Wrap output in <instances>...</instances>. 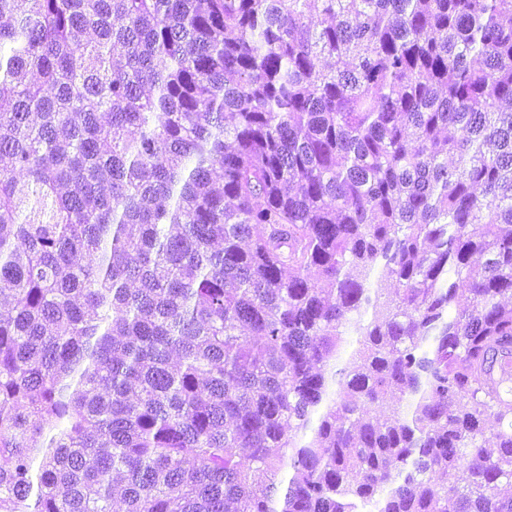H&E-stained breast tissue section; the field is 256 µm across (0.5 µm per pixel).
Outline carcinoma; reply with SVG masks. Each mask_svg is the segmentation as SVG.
I'll use <instances>...</instances> for the list:
<instances>
[{
	"label": "carcinoma",
	"mask_w": 512,
	"mask_h": 512,
	"mask_svg": "<svg viewBox=\"0 0 512 512\" xmlns=\"http://www.w3.org/2000/svg\"><path fill=\"white\" fill-rule=\"evenodd\" d=\"M3 296L0 512H512V0H0Z\"/></svg>",
	"instance_id": "1"
}]
</instances>
